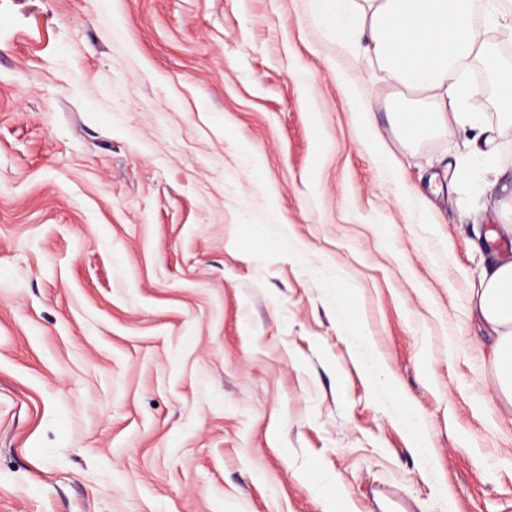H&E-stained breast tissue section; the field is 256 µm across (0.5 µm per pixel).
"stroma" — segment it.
Instances as JSON below:
<instances>
[{
    "mask_svg": "<svg viewBox=\"0 0 512 512\" xmlns=\"http://www.w3.org/2000/svg\"><path fill=\"white\" fill-rule=\"evenodd\" d=\"M320 12L0 0V512H512L496 224ZM469 305L495 333L494 376L512 406V257H500L485 269ZM400 410L401 415L404 417L407 426L409 427L411 433L413 434L418 450L422 453L427 451V444L424 436L421 434V430L419 427V418L418 413L413 406L412 402L407 399H400ZM319 492L325 497L331 512H351L350 504L346 496L339 489L337 480L336 487L332 479H322L317 485Z\"/></svg>",
    "mask_w": 512,
    "mask_h": 512,
    "instance_id": "obj_1",
    "label": "stroma"
}]
</instances>
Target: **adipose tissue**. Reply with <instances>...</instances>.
I'll list each match as a JSON object with an SVG mask.
<instances>
[{"mask_svg":"<svg viewBox=\"0 0 512 512\" xmlns=\"http://www.w3.org/2000/svg\"><path fill=\"white\" fill-rule=\"evenodd\" d=\"M347 46L377 62L389 81L410 92L391 126L406 141L462 135L464 152L449 164V187L479 182L486 202L507 210L501 233L512 235V171L494 158L512 129V62L494 42L512 40V0H353ZM482 64L497 83L496 123L478 110L481 90L468 74ZM500 233V234H501ZM471 310L495 334L493 370L501 396L512 404V257L485 269Z\"/></svg>","mask_w":512,"mask_h":512,"instance_id":"obj_1","label":"adipose tissue"}]
</instances>
